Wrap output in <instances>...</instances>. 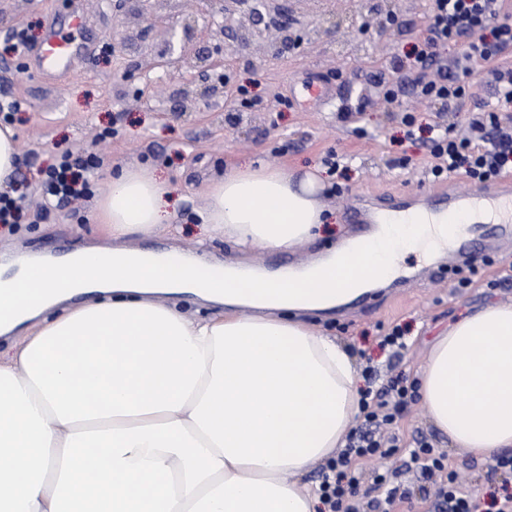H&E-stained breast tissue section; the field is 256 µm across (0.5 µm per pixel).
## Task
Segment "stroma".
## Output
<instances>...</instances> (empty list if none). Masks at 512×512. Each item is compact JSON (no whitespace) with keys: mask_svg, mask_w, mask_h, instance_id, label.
<instances>
[{"mask_svg":"<svg viewBox=\"0 0 512 512\" xmlns=\"http://www.w3.org/2000/svg\"><path fill=\"white\" fill-rule=\"evenodd\" d=\"M430 0H332L321 15L318 0H288V28L298 46H281L276 29L249 49L224 56L227 77L222 95L182 101L179 76L154 69L168 46L170 26L196 15L194 0H161L164 23L144 21L134 0H0V95L21 100V111L0 115L19 146L17 177L36 191L40 171L64 153L94 154L100 161L94 195L79 210L63 207L34 224L0 225V258L15 252L49 253L61 258L94 241L97 198L110 173L122 165L143 166L175 187L173 220L161 233H136L127 246L152 250L205 252L212 263L238 258L237 246L223 235L202 236L200 214L210 182L228 166L259 159L270 165L307 171L335 152L340 169L326 173L323 201L330 213L320 239L289 252L262 250L249 262L269 270L291 265L336 246L353 226L348 209L356 199L379 194H425L436 191L426 178L421 142L404 137L401 114L388 106L380 82L402 79L396 61L405 59L424 34ZM78 7L93 45L72 74L47 79L31 64L19 63L7 47L16 25L28 28L33 45H41L50 25L66 28L71 7ZM249 86L257 104L241 106L237 85ZM341 89L342 97L317 102L310 88ZM354 109L352 121L340 117L342 106ZM362 127L364 137L353 134ZM408 159L405 167L397 159ZM342 193H335V186ZM405 267L417 270L403 287L374 289L336 314H319L314 322L338 337L357 365L385 371L390 356L377 347L383 329H406L409 348L399 363L416 377L436 336L461 314L492 302L512 303V259L500 254L488 271L498 288L479 284L459 291L424 268L417 254ZM406 443L422 439L458 470L464 491L512 495V476L494 471L488 460L450 447L447 437L428 423L422 405H413L399 424Z\"/></svg>","mask_w":512,"mask_h":512,"instance_id":"1","label":"stroma"}]
</instances>
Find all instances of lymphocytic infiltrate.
<instances>
[{
	"mask_svg": "<svg viewBox=\"0 0 512 512\" xmlns=\"http://www.w3.org/2000/svg\"><path fill=\"white\" fill-rule=\"evenodd\" d=\"M462 45L454 58L444 51ZM512 50V0H431L425 35L408 54V76L398 85H385L387 102L410 93L429 105L452 107L471 97L479 71L493 79L496 104L483 105L468 121L465 131L437 124L425 141L426 171L432 181L456 175L482 186L500 174L512 172V66L504 58ZM100 167L96 156L62 159L44 172L42 195L29 206L25 193H0V224H22L46 218L51 209L91 197ZM416 399V386L405 374L389 377L379 387L366 388L360 399L363 423L352 431L346 448L330 460L322 474V501L326 512H361L357 500L364 478H371L378 496L370 512H385L398 490L394 483L403 468L365 471L368 461L398 455L399 422ZM409 462L422 478L440 476L439 495L448 512H512V496L480 500L461 487L458 472L447 465L425 440L409 451Z\"/></svg>",
	"mask_w": 512,
	"mask_h": 512,
	"instance_id": "f902f5d3",
	"label": "lymphocytic infiltrate"
}]
</instances>
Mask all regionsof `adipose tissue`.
<instances>
[{
    "label": "adipose tissue",
    "mask_w": 512,
    "mask_h": 512,
    "mask_svg": "<svg viewBox=\"0 0 512 512\" xmlns=\"http://www.w3.org/2000/svg\"><path fill=\"white\" fill-rule=\"evenodd\" d=\"M312 172L249 160L208 186L204 233L245 253L293 250L326 224ZM174 188L135 167L98 217L115 246L45 259L6 280L19 304L0 335V512H319L309 468L335 456L360 412V378L336 337L303 321L393 277L406 253L446 249L462 222L413 211L362 264L347 245L297 271L204 257L138 262L120 238L169 224ZM93 288L98 298L71 305ZM213 304L188 317L167 296ZM431 423L482 458L512 451V305L465 315L418 372Z\"/></svg>",
    "instance_id": "adipose-tissue-1"
}]
</instances>
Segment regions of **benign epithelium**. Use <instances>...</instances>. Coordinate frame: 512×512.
Returning a JSON list of instances; mask_svg holds the SVG:
<instances>
[{"mask_svg":"<svg viewBox=\"0 0 512 512\" xmlns=\"http://www.w3.org/2000/svg\"><path fill=\"white\" fill-rule=\"evenodd\" d=\"M205 5L202 15L207 23L199 27L196 21L187 19L182 31L171 29V42L168 51L161 55L155 66L166 72L190 75L194 72L216 71L224 66V51H242L251 45L256 36L266 30L265 19L277 16L280 43L288 44V19L280 0H198ZM208 38H216L219 45L216 53L197 47V43ZM224 92V84L206 85L195 91V83H186L181 95L190 99L194 94L213 97Z\"/></svg>","mask_w":512,"mask_h":512,"instance_id":"1","label":"benign epithelium"}]
</instances>
